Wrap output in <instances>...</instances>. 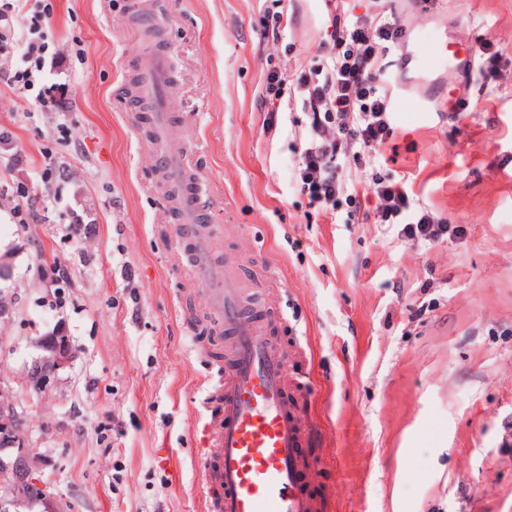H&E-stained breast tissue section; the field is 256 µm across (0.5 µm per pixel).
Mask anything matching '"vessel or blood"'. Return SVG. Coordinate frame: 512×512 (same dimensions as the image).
<instances>
[{
    "label": "vessel or blood",
    "instance_id": "vessel-or-blood-1",
    "mask_svg": "<svg viewBox=\"0 0 512 512\" xmlns=\"http://www.w3.org/2000/svg\"><path fill=\"white\" fill-rule=\"evenodd\" d=\"M437 61L465 68L475 58L428 42L418 63ZM169 70L170 59L162 48L145 55L136 96L155 125L147 145L176 189L168 202L181 220L178 233L194 240L189 270L207 282L212 322L231 336L228 368L211 388L209 413L199 429L201 478L196 492L207 512H319L321 504L305 473L310 428L288 397L287 365L243 288L215 256L210 236L199 230L207 218L205 202L183 147L169 134Z\"/></svg>",
    "mask_w": 512,
    "mask_h": 512
}]
</instances>
